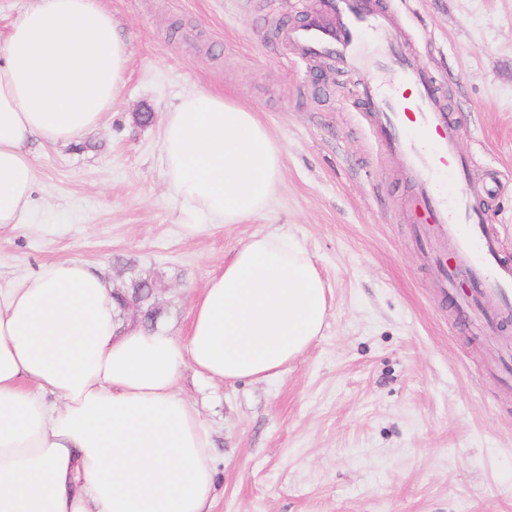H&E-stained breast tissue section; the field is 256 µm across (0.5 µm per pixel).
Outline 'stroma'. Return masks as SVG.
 <instances>
[{
    "label": "stroma",
    "instance_id": "1",
    "mask_svg": "<svg viewBox=\"0 0 512 512\" xmlns=\"http://www.w3.org/2000/svg\"><path fill=\"white\" fill-rule=\"evenodd\" d=\"M129 61L103 124L65 146L31 144L23 224L0 234V275L78 258L152 292L123 320L186 336L209 274L252 235L292 234L328 288L326 324L278 377L183 395L213 431L214 512H512V379L490 350L512 326L472 327L440 289L409 214L414 190L382 150L364 74L284 38L324 0H100ZM393 36L437 85L459 130L462 180L512 259V0H378ZM194 91L250 109L282 147L266 217L213 224L174 202L160 135ZM498 180L495 193L483 187Z\"/></svg>",
    "mask_w": 512,
    "mask_h": 512
}]
</instances>
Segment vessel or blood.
Segmentation results:
<instances>
[{"mask_svg":"<svg viewBox=\"0 0 512 512\" xmlns=\"http://www.w3.org/2000/svg\"><path fill=\"white\" fill-rule=\"evenodd\" d=\"M340 24L313 22L285 35L300 53H332L352 69L364 66L359 51L370 35L381 56L397 64L399 78L389 84L368 82L363 104L378 126L384 147L398 154L418 186L423 214L418 219L429 257L441 265L442 289L458 311L476 326L512 315V264L502 260L497 240L473 206L464 186L446 188L449 174L463 169L455 150L458 129L437 104V91L424 74L404 59L394 43L387 16L363 0H338Z\"/></svg>","mask_w":512,"mask_h":512,"instance_id":"obj_1","label":"vessel or blood"}]
</instances>
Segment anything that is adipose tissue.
Wrapping results in <instances>:
<instances>
[{
    "label": "adipose tissue",
    "mask_w": 512,
    "mask_h": 512,
    "mask_svg": "<svg viewBox=\"0 0 512 512\" xmlns=\"http://www.w3.org/2000/svg\"><path fill=\"white\" fill-rule=\"evenodd\" d=\"M127 63L99 0H35L0 39V232L32 202L25 144L97 129ZM161 158L171 197L219 224L266 215L282 179L268 128L212 92L165 113ZM328 309L311 255L279 232L209 277L183 339L122 321L114 285L83 260L0 275V512H213L212 432L180 392L185 371L277 377Z\"/></svg>",
    "instance_id": "adipose-tissue-1"
}]
</instances>
